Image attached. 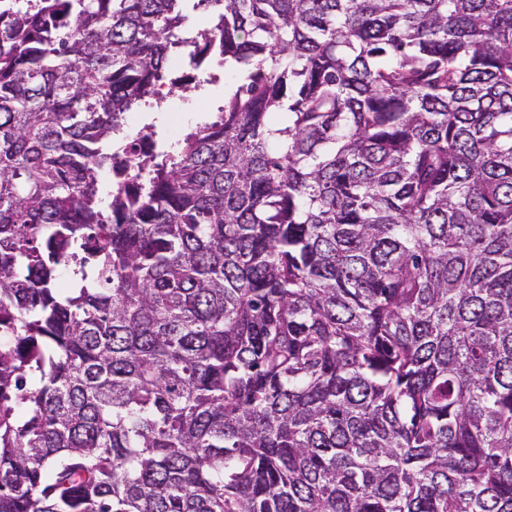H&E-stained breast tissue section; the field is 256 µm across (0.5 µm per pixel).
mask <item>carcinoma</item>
Segmentation results:
<instances>
[{
    "label": "carcinoma",
    "instance_id": "cac0c4a2",
    "mask_svg": "<svg viewBox=\"0 0 512 512\" xmlns=\"http://www.w3.org/2000/svg\"><path fill=\"white\" fill-rule=\"evenodd\" d=\"M1 336L0 512H512V0H0ZM205 91L199 95L193 96L191 99L194 103L195 112L190 115V121L182 129L205 123L212 119L213 98L219 97L220 103L224 101V76L221 83L216 86H206Z\"/></svg>",
    "mask_w": 512,
    "mask_h": 512
}]
</instances>
